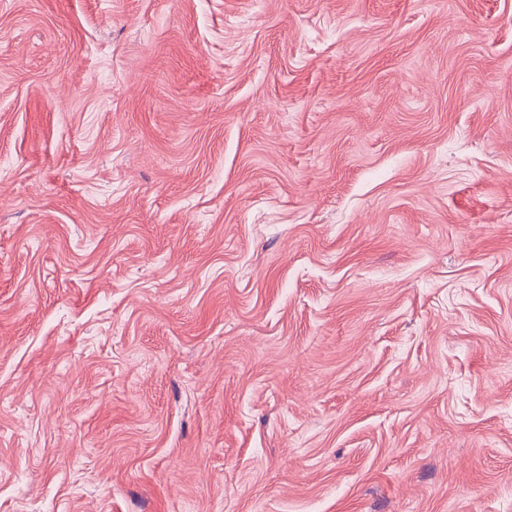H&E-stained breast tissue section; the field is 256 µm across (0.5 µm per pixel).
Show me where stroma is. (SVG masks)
I'll list each match as a JSON object with an SVG mask.
<instances>
[{"instance_id":"obj_1","label":"stroma","mask_w":512,"mask_h":512,"mask_svg":"<svg viewBox=\"0 0 512 512\" xmlns=\"http://www.w3.org/2000/svg\"><path fill=\"white\" fill-rule=\"evenodd\" d=\"M0 512H512V0H0Z\"/></svg>"}]
</instances>
